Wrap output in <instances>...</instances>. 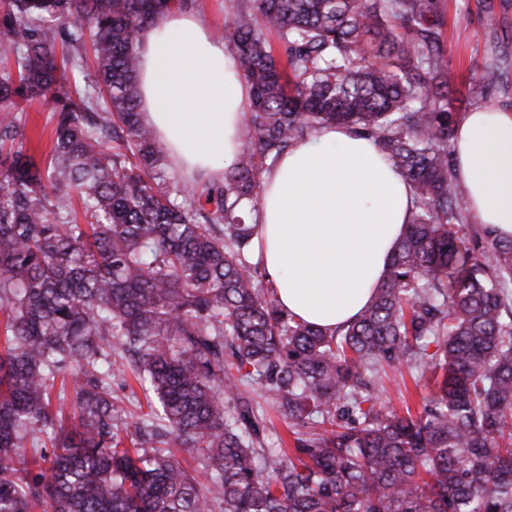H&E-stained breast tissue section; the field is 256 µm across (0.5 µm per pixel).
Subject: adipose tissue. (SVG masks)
<instances>
[{
  "label": "adipose tissue",
  "instance_id": "adipose-tissue-1",
  "mask_svg": "<svg viewBox=\"0 0 512 512\" xmlns=\"http://www.w3.org/2000/svg\"><path fill=\"white\" fill-rule=\"evenodd\" d=\"M143 119L185 180L224 176L240 151L250 90L201 16L176 9L141 30ZM455 176L471 219L512 239V114L482 107L455 125ZM412 211L387 155L346 126L295 143L266 173L254 226L280 306L321 329L352 322L385 275Z\"/></svg>",
  "mask_w": 512,
  "mask_h": 512
}]
</instances>
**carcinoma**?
I'll list each match as a JSON object with an SVG mask.
<instances>
[{
  "instance_id": "cac0c4a2",
  "label": "carcinoma",
  "mask_w": 512,
  "mask_h": 512,
  "mask_svg": "<svg viewBox=\"0 0 512 512\" xmlns=\"http://www.w3.org/2000/svg\"><path fill=\"white\" fill-rule=\"evenodd\" d=\"M173 6L191 0H0V512H512V240L464 223L439 0H234L241 151L192 183L139 112L136 39ZM35 100L56 119L43 169L18 119ZM332 124L375 141L414 210L329 333L278 306L247 218ZM404 365L429 387L416 417L379 397ZM129 372L160 405L133 424L108 384ZM256 386H249L246 385L242 388L247 390L248 393L255 399L256 402L260 403L261 411L264 414H266L267 420L271 421V424L268 426L271 428L268 433H270L272 441H276L278 438H281L283 443L280 447V445H277V448H285L287 452L293 451L295 448V439L296 435L289 432L287 424L283 421V419L278 416L276 412H274L273 408L271 407V400H266L265 398H258L256 394L253 392V388Z\"/></svg>"
}]
</instances>
